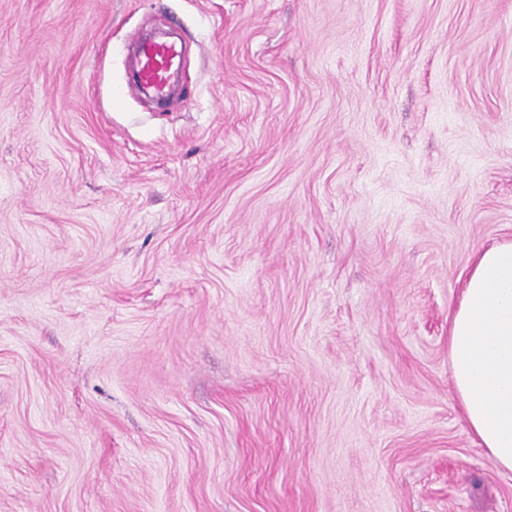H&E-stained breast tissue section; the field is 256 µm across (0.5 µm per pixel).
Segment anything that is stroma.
Listing matches in <instances>:
<instances>
[{"label":"stroma","mask_w":512,"mask_h":512,"mask_svg":"<svg viewBox=\"0 0 512 512\" xmlns=\"http://www.w3.org/2000/svg\"><path fill=\"white\" fill-rule=\"evenodd\" d=\"M507 238L512 0H0V512H512L448 358ZM179 55L180 51L174 44L156 42L148 46L141 56V81L153 88L157 95L163 96L171 77L174 60Z\"/></svg>","instance_id":"obj_1"}]
</instances>
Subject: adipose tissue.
<instances>
[{"label":"adipose tissue","instance_id":"1","mask_svg":"<svg viewBox=\"0 0 512 512\" xmlns=\"http://www.w3.org/2000/svg\"><path fill=\"white\" fill-rule=\"evenodd\" d=\"M448 357L471 433L512 471V240L475 254L448 323Z\"/></svg>","mask_w":512,"mask_h":512}]
</instances>
